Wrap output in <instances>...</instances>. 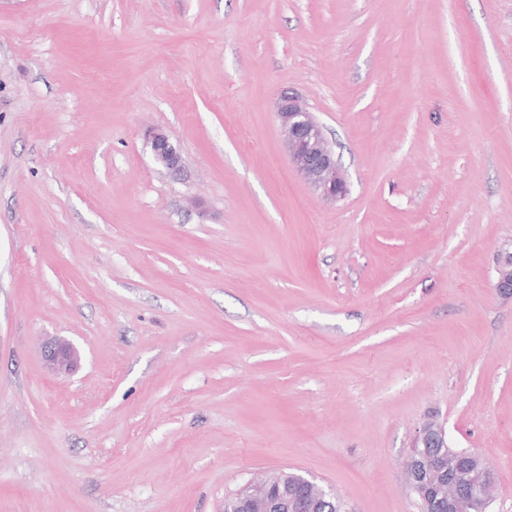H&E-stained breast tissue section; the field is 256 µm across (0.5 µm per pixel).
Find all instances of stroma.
Listing matches in <instances>:
<instances>
[{"instance_id":"obj_1","label":"stroma","mask_w":512,"mask_h":512,"mask_svg":"<svg viewBox=\"0 0 512 512\" xmlns=\"http://www.w3.org/2000/svg\"><path fill=\"white\" fill-rule=\"evenodd\" d=\"M507 252L512 0H0V512H222L284 468L419 512L429 419L512 512ZM276 116L295 169L323 199L336 201L348 191L334 150L309 106L297 95L282 93ZM143 145L154 162L175 176H183L185 171L181 145L164 130L150 128L143 134ZM496 291L501 296L512 297V254L500 259L496 267ZM42 358L48 371L55 374H70L80 362V354L69 341L59 338H47L42 345Z\"/></svg>"}]
</instances>
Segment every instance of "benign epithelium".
Wrapping results in <instances>:
<instances>
[{
    "label": "benign epithelium",
    "instance_id": "1",
    "mask_svg": "<svg viewBox=\"0 0 512 512\" xmlns=\"http://www.w3.org/2000/svg\"><path fill=\"white\" fill-rule=\"evenodd\" d=\"M276 116L295 169L323 199L336 201L343 198L348 191L346 180L334 150L309 106L295 94L282 93L276 101ZM143 143L157 165L175 176L184 175L181 145L164 130H146ZM494 288L498 294L512 297L511 253L498 262ZM42 358L47 370L55 374H70L80 362L76 347L59 337L44 341ZM450 447L451 441L441 423L434 419L424 422L403 462L407 487L428 506L443 502L452 512L459 503L466 502L472 512H486L492 503L491 489L495 486L492 467L485 456L472 451L487 480L471 486L451 469L447 452ZM294 476L290 485L278 472L251 479L230 499L232 512H317L320 503L336 501L334 489L319 485L315 478L301 472Z\"/></svg>",
    "mask_w": 512,
    "mask_h": 512
}]
</instances>
